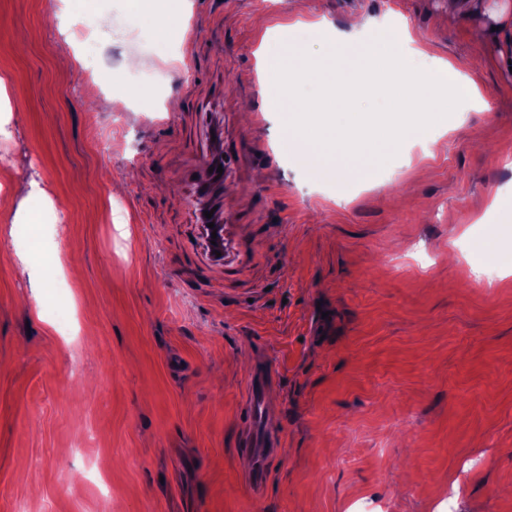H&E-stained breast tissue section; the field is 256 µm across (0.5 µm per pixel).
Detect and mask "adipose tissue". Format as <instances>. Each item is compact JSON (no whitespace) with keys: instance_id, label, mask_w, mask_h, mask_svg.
<instances>
[{"instance_id":"adipose-tissue-1","label":"adipose tissue","mask_w":512,"mask_h":512,"mask_svg":"<svg viewBox=\"0 0 512 512\" xmlns=\"http://www.w3.org/2000/svg\"><path fill=\"white\" fill-rule=\"evenodd\" d=\"M399 51L411 56L416 53L406 42L367 48L353 31L329 43L327 53L339 64L328 72L301 50H291L265 62L264 82H321L324 92L294 103L288 102L285 95H273L269 102L275 110L288 113L289 130L307 132V145L321 159L338 164L345 172H355L357 164L386 155L402 137L421 127L424 106L411 95L412 86L426 82L443 94L451 89L463 97L471 93L470 85L459 82L456 68L439 59L425 72L406 66L383 73L384 62ZM383 78L407 88L399 108L354 110L360 81L375 84ZM53 207L52 199L38 181L18 187L0 185L1 224H35L44 211Z\"/></svg>"}]
</instances>
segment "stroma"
I'll list each match as a JSON object with an SVG mask.
<instances>
[{"label":"stroma","mask_w":512,"mask_h":512,"mask_svg":"<svg viewBox=\"0 0 512 512\" xmlns=\"http://www.w3.org/2000/svg\"><path fill=\"white\" fill-rule=\"evenodd\" d=\"M355 16L407 25L478 93L342 176L267 108L260 53L331 69ZM486 22L449 23L448 0H186L163 36L132 0H0L25 113L0 178L55 204L41 292L0 224V512H512V257L488 259L512 239V30L476 41ZM129 55L160 98L116 112ZM218 153L220 264L192 205ZM58 288L66 333L38 313ZM260 359L282 432L261 495L240 446Z\"/></svg>","instance_id":"obj_1"}]
</instances>
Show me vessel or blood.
<instances>
[{"instance_id":"b4317fda","label":"vessel or blood","mask_w":512,"mask_h":512,"mask_svg":"<svg viewBox=\"0 0 512 512\" xmlns=\"http://www.w3.org/2000/svg\"><path fill=\"white\" fill-rule=\"evenodd\" d=\"M220 157L206 159L197 170L195 215L198 223H205L204 200L219 187L220 181L214 171L221 165ZM272 373L258 368L252 375L246 391L245 434L243 445L251 460L248 482L254 490H263L268 479V463L279 448V430L270 419L266 409V394Z\"/></svg>"}]
</instances>
